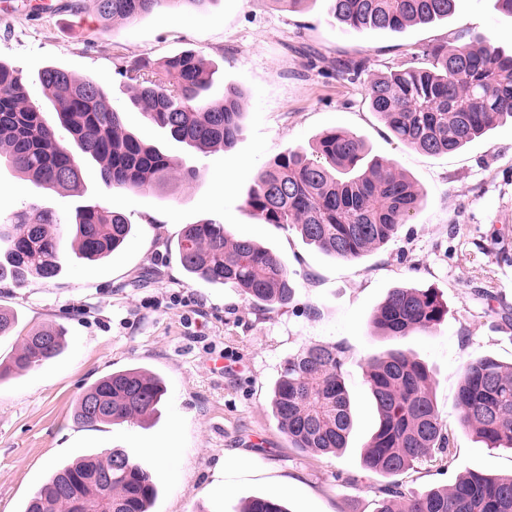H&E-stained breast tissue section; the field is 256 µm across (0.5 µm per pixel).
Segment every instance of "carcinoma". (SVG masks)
Wrapping results in <instances>:
<instances>
[{
    "instance_id": "cac0c4a2",
    "label": "carcinoma",
    "mask_w": 512,
    "mask_h": 512,
    "mask_svg": "<svg viewBox=\"0 0 512 512\" xmlns=\"http://www.w3.org/2000/svg\"><path fill=\"white\" fill-rule=\"evenodd\" d=\"M213 0H96L100 20L134 21L160 8L201 11ZM339 23L357 31H402L445 19L456 0H327ZM365 62L336 65V77L355 82ZM118 74L132 90L131 101L168 137L200 152L227 149L241 131L236 89L212 102L202 92L214 71L198 52L176 55L160 66L124 61ZM54 119L33 103L21 73L0 64V163L37 185L75 191L83 182L80 157L94 160L105 188L172 193L199 179L198 169L125 130L123 115L102 84L77 80L61 68L42 71ZM372 112L404 145L430 155L464 148L512 119V53L487 37L460 33L452 42L418 46L389 71L367 83ZM74 142L81 156L69 148ZM364 141L335 129L310 149L290 150L258 171L245 204L265 224L296 228L322 252L360 259L394 239L417 216L423 194L393 164L366 160ZM74 254L99 260L126 243L132 225L106 206L76 211ZM66 223L33 208L0 224V282L16 287L53 279L62 271ZM187 275L239 288L255 306L286 307L295 283L285 262L253 240L231 233L221 222L187 224L177 241ZM448 313L438 294L423 288H392L373 323L384 335L403 338L430 330ZM18 315L0 309V338L15 336L17 347L0 357V382L60 355L66 339L53 326L16 332ZM343 352L313 344L285 361L271 398L273 413L292 447L335 453L347 445L352 405L342 369ZM365 381L378 424L362 458L365 470L389 479L377 512H512V475L472 471L449 489L419 493L397 480L414 464L451 456V440L432 391L427 367L409 351L392 349L368 358ZM166 393L163 380L140 368L114 371L82 395L74 419L86 426L119 424L156 410ZM461 426L489 448L512 449V364L491 357L466 362L457 395ZM40 497L59 512H149L159 489L151 473L122 448L86 456L54 470ZM244 512H288L272 497L250 499Z\"/></svg>"
}]
</instances>
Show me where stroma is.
<instances>
[{"label": "stroma", "mask_w": 512, "mask_h": 512, "mask_svg": "<svg viewBox=\"0 0 512 512\" xmlns=\"http://www.w3.org/2000/svg\"><path fill=\"white\" fill-rule=\"evenodd\" d=\"M491 38L512 52V16L495 0H457L448 19L398 33L358 32L329 15L326 0L298 12L276 0H215L204 12L159 9L102 27L95 0H0V63L19 71L32 101L47 105L39 81L49 66L103 84L127 130L200 171L175 194L105 189L95 162L83 164L80 191L45 189L0 168V224L32 207L73 221L79 207L123 213L128 244L97 262L67 253L61 274L18 288L0 283V308L18 312L20 330L57 325L67 346L54 362L0 382V512H21L54 468L123 448L155 479L152 512H241L255 496L286 502L291 512H375L384 477L361 455L376 415L361 358L393 347L428 368L437 409L453 432L451 461L427 460L403 474L421 492L446 488L471 471L512 473V450L486 447L457 423L463 365L492 357L512 363V121L452 154L427 155L395 139L371 112L365 84L337 79L338 61L361 59L368 73L419 45L459 32ZM188 50L215 68L207 98L240 91L243 126L228 150L202 153L168 139L130 103L115 65H158ZM331 129L349 130L370 156L392 162L425 194L424 208L395 239L345 261L306 244L292 228L264 224L245 204L256 173L275 157L311 144ZM215 219L280 256L296 283L284 308L254 307L239 289L186 278L174 246L181 229ZM396 287L435 289L443 321L400 340L372 325ZM312 344L341 348L355 413L338 454L292 448L270 407L288 355ZM141 366L162 376L167 393L149 418L88 427L73 420L78 399L112 370ZM253 457L262 476L225 491V453Z\"/></svg>", "instance_id": "1"}]
</instances>
